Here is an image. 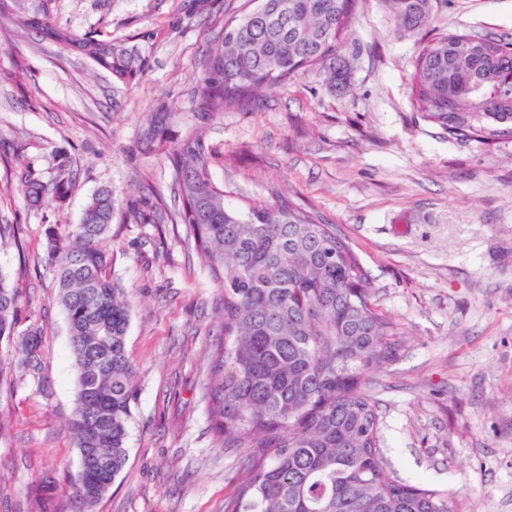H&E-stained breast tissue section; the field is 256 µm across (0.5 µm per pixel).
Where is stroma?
Masks as SVG:
<instances>
[{
    "label": "stroma",
    "mask_w": 512,
    "mask_h": 512,
    "mask_svg": "<svg viewBox=\"0 0 512 512\" xmlns=\"http://www.w3.org/2000/svg\"><path fill=\"white\" fill-rule=\"evenodd\" d=\"M245 0H55L60 27L140 44L130 83L33 33L0 25V155L50 175L76 171L66 198L27 204L0 162V223L20 225L28 256L0 245L18 285L20 327L43 325L42 380L0 396V512H26L42 482L60 499L79 471L68 419L75 397L70 336L47 266V230L80 223L92 195L112 189L107 247L131 306L136 370L128 461L96 512H224L239 452L213 436L204 388L221 290L189 261L171 225L125 218L134 184L169 194L164 145L140 135L157 108L165 143L202 134L212 177L236 205L267 204L279 186L336 225L369 272L375 301L409 340L370 373L380 438L404 482L445 490L453 512H512V138L453 139L426 121L409 75L426 32L397 31L382 0H357L352 40L364 46L349 94L310 69L249 112L203 119L193 106L215 15ZM433 26L512 37V0H434Z\"/></svg>",
    "instance_id": "1"
}]
</instances>
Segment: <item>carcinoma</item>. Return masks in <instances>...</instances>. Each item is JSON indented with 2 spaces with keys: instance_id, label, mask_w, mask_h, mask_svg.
Masks as SVG:
<instances>
[{
  "instance_id": "carcinoma-1",
  "label": "carcinoma",
  "mask_w": 512,
  "mask_h": 512,
  "mask_svg": "<svg viewBox=\"0 0 512 512\" xmlns=\"http://www.w3.org/2000/svg\"><path fill=\"white\" fill-rule=\"evenodd\" d=\"M55 0H0L10 20L41 41L81 54L129 83L143 68L138 46L75 35L52 20ZM398 29L430 26L433 0H383ZM354 0H257L239 18L219 21L194 90L202 118L249 111L277 87L316 67L331 91L352 89L362 46L347 37ZM408 84L422 116L448 135L487 140L512 135V41L496 35L440 32L419 52ZM169 117L157 112L145 132L164 139ZM173 206L149 181L129 207L134 224H181L183 242L222 288L217 335L204 397L211 430L228 449L250 448L224 512H450L452 494L394 475L379 439L380 416L367 373L395 362L406 347L398 324L374 301L368 271L333 224L271 191L270 204L229 203L211 175V154L194 134L167 150ZM28 201L63 198L75 173L60 164L49 177L12 169ZM112 190L92 195L66 238L48 229V267L58 281L76 377L68 428L79 468L69 503L94 512L97 488L128 460L135 368L126 351L130 304L112 278L104 240ZM19 288L0 273V392L42 368L43 328L16 329ZM92 383L88 402L84 386Z\"/></svg>"
}]
</instances>
